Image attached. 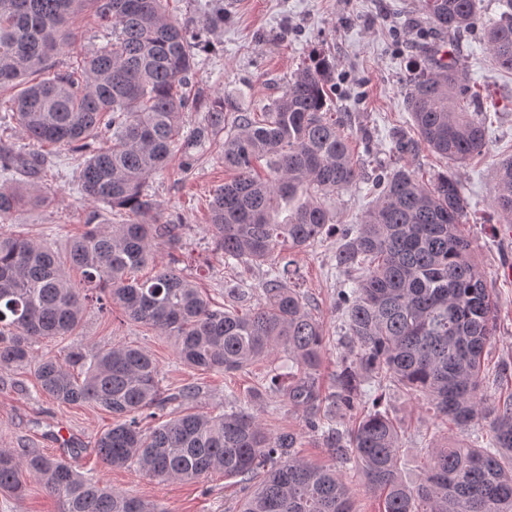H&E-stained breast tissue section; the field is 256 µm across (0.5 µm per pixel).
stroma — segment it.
Returning <instances> with one entry per match:
<instances>
[{
  "instance_id": "35a3bbf8",
  "label": "stroma",
  "mask_w": 512,
  "mask_h": 512,
  "mask_svg": "<svg viewBox=\"0 0 512 512\" xmlns=\"http://www.w3.org/2000/svg\"><path fill=\"white\" fill-rule=\"evenodd\" d=\"M224 28L212 36L209 50L196 58L193 85L202 106L186 115L194 124L205 108L222 96L235 100L244 112L263 111L284 92L291 76L316 50L329 54L336 66L333 109L345 113L351 150L366 171L391 164L393 137L412 135V120L406 105L408 74L420 59L414 46L423 39L428 25L419 0H223ZM71 51L91 54L112 40L92 8L71 24ZM480 93H492L484 102L487 145L482 155L460 170L464 194L469 201L460 231L468 238L472 255L482 269L488 290L496 302L495 335L488 349L486 381L482 394L487 404H496L512 394V281L503 271L512 266V240L499 235L501 218L490 201V189L500 159L512 156V75L497 69L483 46V30L475 28L463 48L444 45ZM190 173L177 164L148 182V192L165 217L183 224L182 272L195 280L217 306L242 312L262 305L261 284L267 265L249 267L224 264L208 226L212 192L230 179L224 157L216 148L196 152ZM50 193L49 205L25 206L10 220L0 223L4 234H23L66 252L71 237L87 221L120 222L118 211L106 204L85 203L76 178L75 155L70 147L53 148L50 167L38 183ZM338 235L296 253L300 273L297 288L320 319L330 341L324 352L322 373L326 391H334L332 379L345 348L343 315L336 305L339 288L347 277L336 269ZM246 284L245 295L231 298L226 291ZM115 341L137 344L148 350L160 369L163 392L181 386H196L195 410L210 412L247 406L262 426L297 438L295 453L314 466L336 468L348 484L356 512H379L378 497L368 488L352 462L336 458L322 434L306 425L303 407L289 404L281 394L270 392L252 399L266 374L285 372L284 353L278 352L233 374L202 373L181 364L170 338L131 321L120 307L101 312L88 306L84 320L65 341L47 340L35 347L36 354L65 356L73 347L91 349ZM34 373L0 366V448L36 447L67 460L78 472L110 484L113 489L160 503L168 512H236L243 495L239 479L215 474L196 482H162L136 468L107 469L96 457V438L112 424L110 415L94 405L66 406L34 393ZM380 408L404 428L399 467L410 482L420 476L428 452L468 437L486 442L488 424L460 432L441 424L423 401L386 384L381 388Z\"/></svg>"
}]
</instances>
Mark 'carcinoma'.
I'll use <instances>...</instances> for the list:
<instances>
[{"label": "carcinoma", "mask_w": 512, "mask_h": 512, "mask_svg": "<svg viewBox=\"0 0 512 512\" xmlns=\"http://www.w3.org/2000/svg\"><path fill=\"white\" fill-rule=\"evenodd\" d=\"M163 2L0 0V112L11 114L32 145H67L84 155V199L128 214L120 224H85L64 259L32 238L0 234V366L33 368L36 391L60 404L110 413L115 423L95 443L107 468L135 465L160 481L238 476L254 484L238 512H354L336 469L292 453L294 434L268 433L245 407L191 412L196 391L189 385L162 395L158 365L141 346L118 341L71 349L62 360L35 356L34 343L74 334L97 289L129 319L173 338L190 368L230 374L286 353L292 381L283 386L274 377L268 389L308 408L310 426L325 430L333 453L353 462L379 493L380 512H512V394L491 410L481 394L495 302L459 231L468 203L456 176L442 173L426 184L405 162L421 146L455 165L485 150L478 95L457 61L441 57V41L456 42L480 23L476 0H421L440 40L424 48L427 66L408 79L417 138L394 137L396 159L372 181L371 206L361 223L344 229L336 250V267L358 275L339 292L352 346L328 396L321 385L326 334L295 288L290 251L322 240L332 226L324 199L364 181L344 120L331 111L334 63L313 54L265 111L239 112L222 97L186 132L184 114L198 102L197 52L224 28V3L214 0L196 27L168 20ZM85 3L112 30V42L57 69L54 58L69 45L71 20ZM504 6L500 19L483 26V40L497 68L512 73V0ZM103 139L112 146H97ZM207 143L221 148L234 172L209 203L224 263L263 264L278 255L261 284L264 305L245 313L213 308L177 268L183 225L165 218L145 189L177 150L180 170L190 173L191 151ZM259 159L266 178L255 172ZM47 162L42 152L0 146L1 221L25 202L47 201L32 188ZM492 204L512 220V156L497 166ZM161 245L168 262L137 278L157 264ZM69 266L80 271L79 282ZM363 377L405 389L460 430L492 418L489 446L439 448L419 483L408 485L399 468L402 428L379 410L380 399L354 427H333L336 411L355 409ZM173 401L183 411L144 432L142 419L165 416ZM28 477L58 500L59 512H166L39 448L1 449L0 492L23 496Z\"/></svg>", "instance_id": "cac0c4a2"}]
</instances>
